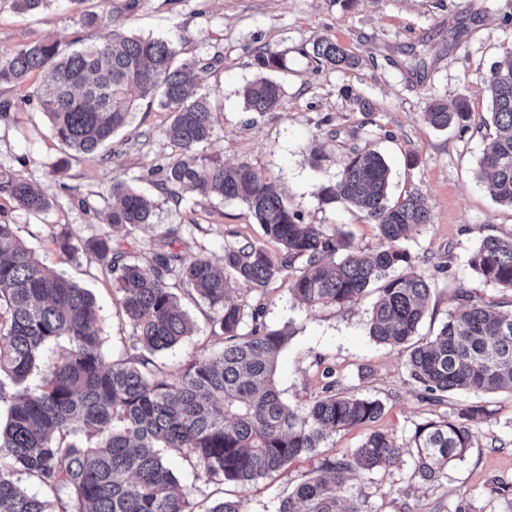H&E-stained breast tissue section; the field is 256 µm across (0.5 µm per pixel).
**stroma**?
<instances>
[{"mask_svg":"<svg viewBox=\"0 0 512 512\" xmlns=\"http://www.w3.org/2000/svg\"><path fill=\"white\" fill-rule=\"evenodd\" d=\"M87 13L97 15L95 25L82 23ZM116 30L166 37L177 43L184 59L213 60V67L198 70L196 79L199 91L209 94L217 119L205 153L266 171L304 223L346 233L364 249L377 247L378 231L361 213L342 202L324 203L320 196L322 185L358 148H372L385 158L391 197L412 188L425 195L430 222L415 230L405 247L420 257L423 272L432 273L441 261L448 270L436 282L419 338L437 334L458 289L487 301H512L511 292L484 283L469 265L485 236L512 235V208L495 202L478 179L484 146L495 132L482 80L491 64L512 50V0H45L33 13L16 12L9 0H0V51L47 39L87 46ZM321 38L358 56L359 66L317 64L309 52ZM271 53L283 55L287 63L275 75L284 97L276 110L259 115L245 109L242 89L260 73L257 56ZM21 96L0 85V99L16 102L0 117V168L46 188L51 205L28 213L0 198V214L16 224L42 264L95 295L97 327L108 357L125 353L132 334L112 282L89 255L61 254L53 234L69 233L81 244L107 232L113 245L145 260L177 225L183 256L203 254L217 266L224 263L228 241L248 239L276 250L244 203L220 201L187 186L175 199L162 190L159 169L176 157L165 135L169 113L141 102L106 154L77 156L59 172L54 164L63 147L48 118ZM458 96L470 105L468 131L426 124L424 114L433 99ZM117 180L154 202L152 224L112 231L99 222ZM373 302L368 295L341 309H310L289 297L287 281L271 284L266 321L292 332L278 359V389L287 405L304 410L321 390L323 370L332 369L339 391L383 402L376 429L406 446L417 423L470 404L473 397L459 392L442 404L422 401L408 376L406 350L376 343L368 334ZM186 308L198 330L159 353V361L169 366L220 349L207 334L203 311L191 302ZM480 400L488 415L477 425L473 448L449 468L447 479L432 487L412 482V459L404 457L364 486L378 512H433L437 503H452L461 494L472 499L478 512H512V500L488 487L494 477L512 481V394L490 392ZM317 458L300 459L245 488L204 483L179 457H171L170 465L201 506L238 498L242 512H278Z\"/></svg>","mask_w":512,"mask_h":512,"instance_id":"35a3bbf8","label":"stroma"}]
</instances>
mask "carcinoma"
<instances>
[{
  "label": "carcinoma",
  "instance_id": "carcinoma-1",
  "mask_svg": "<svg viewBox=\"0 0 512 512\" xmlns=\"http://www.w3.org/2000/svg\"><path fill=\"white\" fill-rule=\"evenodd\" d=\"M178 55L171 40L116 32L110 40L69 51L55 40L0 53V84L20 87L36 74L42 77L36 107L66 148L58 169L72 152L101 149L141 101H155L171 115L165 135L179 150L160 168L164 189L190 185L241 201L280 246L276 254L251 241L227 242L221 271L205 255L187 260L174 249L177 227L167 230L145 263L113 247L107 232L80 247L66 234L55 236L62 254H89L119 295L136 340L132 351L110 361L90 291L48 272L16 225L0 220V411L6 413L0 425V512H49L20 486V473L63 493L60 512H197L163 452L189 459L207 483L245 487L318 455L340 431L376 422L384 404L336 391L329 369L305 411L281 399L275 375L290 331L266 323L262 300L284 276L292 299L310 307L342 308L375 293L369 336L384 345H408L407 371L421 400L440 403L456 391L512 392V311L499 304L461 290L439 333L413 341L436 285L403 246L412 230L430 221L425 196L413 188L390 200L391 169L384 157L357 150L336 180L322 187L321 198L341 201L375 225L377 249L365 251L344 234L303 223L267 173L199 150L215 136V116L209 95L191 88L198 61L179 62ZM312 55L331 67L358 64L328 39L314 42ZM257 66L260 75L243 88L244 104L252 112H271L283 91L270 74L285 69V60L260 55ZM483 83L496 135L485 145L480 179L496 202L512 207V50L493 63ZM470 116L466 98L436 99L425 121L435 129L456 124L467 131ZM2 196L28 212L50 206L43 187L6 170H0ZM154 208L119 180L112 184V203L98 217L114 228H136L152 223ZM469 264L483 282L512 291V236L483 238ZM178 288L208 308V335L221 349L168 368L156 354L195 329ZM233 290L235 301L229 297ZM61 338L69 344L66 354L39 369L40 349ZM37 370L39 382L31 385ZM486 416L484 407L470 405L422 422L409 452L393 435L374 430L351 453L320 458L278 512H375L364 482L406 453L413 459L412 478L439 483L472 448V422Z\"/></svg>",
  "mask_w": 512,
  "mask_h": 512
}]
</instances>
